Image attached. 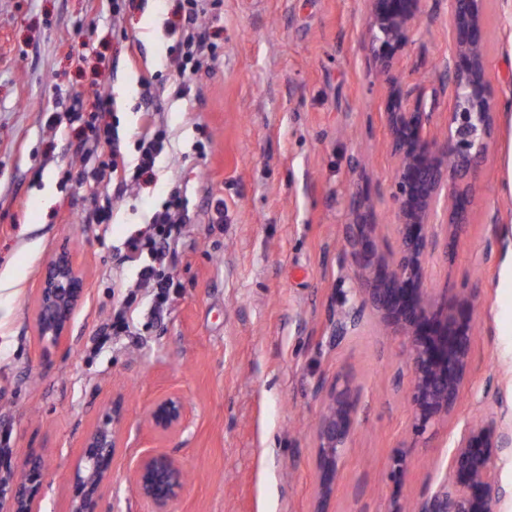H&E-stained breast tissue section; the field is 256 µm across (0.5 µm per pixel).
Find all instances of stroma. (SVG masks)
<instances>
[{
    "instance_id": "obj_1",
    "label": "stroma",
    "mask_w": 512,
    "mask_h": 512,
    "mask_svg": "<svg viewBox=\"0 0 512 512\" xmlns=\"http://www.w3.org/2000/svg\"><path fill=\"white\" fill-rule=\"evenodd\" d=\"M183 0H0V433L12 464L46 467L41 512H69L86 436L113 399L124 407L102 512H146L132 481L148 451L177 456L189 482L176 512H311L318 489L320 386L358 393L354 442L331 512H388L395 497L432 494L464 423L512 412V0L489 12V76L500 103L496 141L477 174L481 201L433 287L471 290L477 323L470 380L448 420L416 433L410 361L400 337L371 324L337 341L355 301L344 248L352 194L372 200L396 247L389 85L374 67L364 0H221L198 19L215 53L194 75L175 67ZM448 0L422 20L397 68L411 84L448 56ZM190 93L177 98L179 80ZM172 146L151 183L119 198L93 170L95 128L126 154L142 105ZM85 172L83 182L65 180ZM187 200L172 248L162 318L117 250L145 232L172 188ZM111 207L112 221L95 212ZM67 251L85 278L59 347L36 327L45 265ZM122 282L113 291V282ZM132 296L133 333L99 342ZM176 391L190 407L178 436L144 417ZM406 452L393 475L391 459Z\"/></svg>"
}]
</instances>
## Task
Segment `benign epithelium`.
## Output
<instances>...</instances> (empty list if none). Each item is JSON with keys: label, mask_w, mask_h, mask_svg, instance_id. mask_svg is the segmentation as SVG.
Returning <instances> with one entry per match:
<instances>
[{"label": "benign epithelium", "mask_w": 512, "mask_h": 512, "mask_svg": "<svg viewBox=\"0 0 512 512\" xmlns=\"http://www.w3.org/2000/svg\"><path fill=\"white\" fill-rule=\"evenodd\" d=\"M430 0H366L372 57L391 75L383 118L391 134L390 151L396 201L397 246L384 250L377 225L366 216L345 225V246L354 267L360 300L336 322L340 340L373 319L402 340L410 359V401L415 428L445 419L460 402L472 370L475 297L465 289L431 288L427 267L434 257L455 254L459 228L469 223L479 198L475 174L494 143L497 112L486 68L487 16L491 0H450L448 60L437 81L409 85L392 74ZM448 111L441 112V104ZM443 123L440 142L431 128ZM84 293L73 259L60 252L47 264L38 288L40 339L59 346ZM316 427L318 498L314 512H325L345 450L354 434L356 400L350 383L326 389ZM183 396L170 392L150 407L146 426L159 439L180 434L188 422ZM124 411L112 401L84 441L72 485L70 512H101L104 488L124 447ZM512 453V425L504 417L473 420L461 430L448 460V472L435 493L416 501L411 512H496L505 491L496 481V460ZM43 470L31 459L21 466L0 460V502L9 512H39ZM133 482L148 512H174L186 485L178 459L164 452L142 454Z\"/></svg>", "instance_id": "benign-epithelium-1"}]
</instances>
